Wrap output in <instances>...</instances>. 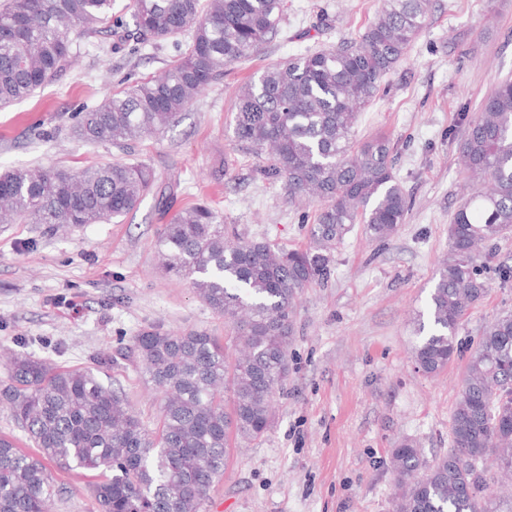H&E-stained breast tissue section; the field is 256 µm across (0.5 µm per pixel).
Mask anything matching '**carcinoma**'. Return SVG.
Returning a JSON list of instances; mask_svg holds the SVG:
<instances>
[{
    "label": "carcinoma",
    "mask_w": 512,
    "mask_h": 512,
    "mask_svg": "<svg viewBox=\"0 0 512 512\" xmlns=\"http://www.w3.org/2000/svg\"><path fill=\"white\" fill-rule=\"evenodd\" d=\"M136 34L162 41L192 31L163 75L137 81L80 113L74 135L126 148L161 131L224 74L280 31L287 0H132ZM430 0H384L360 37L265 68L239 92L232 137L268 152L263 176L291 198L319 202L313 245L275 249L224 237L205 204L184 209L156 240L166 271L235 323L240 356L203 331L158 329L134 338L131 354L163 397L154 435L90 369L7 356L0 403L39 450L0 435V512H50L56 490L43 463L94 471L100 512H201L224 475L237 438L271 427V401L288 376L290 314L300 290L331 276V249L351 224L387 240L410 210L389 138L353 142L358 111L380 92L429 20ZM112 23V0H7L0 6V108L27 98L70 67L83 37ZM476 188L448 224V258L427 305L429 330L415 346L418 371H443L457 329L486 293L481 271L512 229V80L503 79L468 120L459 145ZM143 163L0 173V221L96 224L134 210L155 187ZM451 448L431 460L409 440L391 450L406 485L392 512H497L483 463L512 475V314L482 330L450 417Z\"/></svg>",
    "instance_id": "cac0c4a2"
}]
</instances>
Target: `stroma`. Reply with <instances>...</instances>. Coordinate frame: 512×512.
Masks as SVG:
<instances>
[{"mask_svg": "<svg viewBox=\"0 0 512 512\" xmlns=\"http://www.w3.org/2000/svg\"><path fill=\"white\" fill-rule=\"evenodd\" d=\"M381 0H288L277 38L224 70L164 131L123 150L72 133L78 112L173 63L175 41L132 38L130 0H112L117 26L81 44L72 66L32 97L0 109V173L78 169L115 160L151 167L171 186L166 205L146 195L123 218L58 230L0 224V349L65 368L92 369L113 384L147 430L160 397L129 356L133 339L156 328L204 331L228 342L234 326L188 280L166 272L155 242L180 210L208 204L226 237L287 249L311 245L315 204L289 200L262 177L263 157L234 141L236 97L268 64L358 37ZM512 77V0H432L430 20L359 114L355 138L384 135L410 199L404 224L387 241L353 225L332 252L328 284L295 301L288 378L263 437L238 441L206 512H392L398 491L392 448L413 440L426 458L449 448V420L472 345L496 316L512 313V232L482 274L486 296L464 316L460 352L435 375L416 371L412 350L448 224L466 191L458 163L463 115ZM52 512H99L92 472L53 471Z\"/></svg>", "mask_w": 512, "mask_h": 512, "instance_id": "35a3bbf8", "label": "stroma"}]
</instances>
